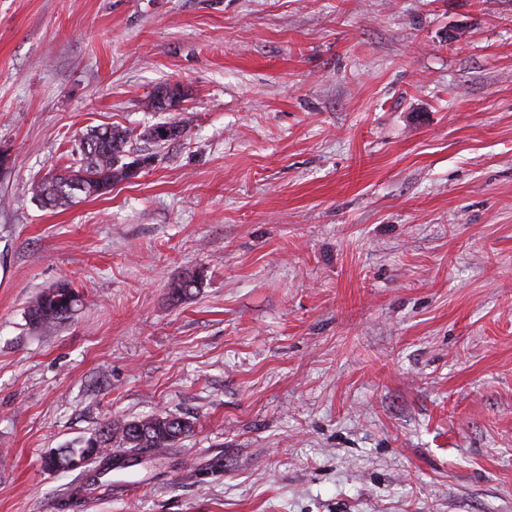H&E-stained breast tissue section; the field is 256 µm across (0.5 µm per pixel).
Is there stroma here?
Instances as JSON below:
<instances>
[{"instance_id": "obj_1", "label": "stroma", "mask_w": 512, "mask_h": 512, "mask_svg": "<svg viewBox=\"0 0 512 512\" xmlns=\"http://www.w3.org/2000/svg\"><path fill=\"white\" fill-rule=\"evenodd\" d=\"M174 118L105 194L28 193ZM1 150L0 512L159 413L192 435L72 512H512V0H0ZM159 126H167L164 133L161 132L157 127ZM188 132L187 125L178 122H160L153 125L148 126L142 133V137L139 139H146L154 143L155 145L161 146L166 144L167 142L176 140L180 137H184ZM54 288L45 291L36 298L28 309V319L32 326L50 327L62 323L68 319L80 302V294L65 280L60 281ZM54 289L57 294L51 296L48 293ZM72 294L70 301L67 298Z\"/></svg>"}]
</instances>
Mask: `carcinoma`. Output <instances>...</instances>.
Returning a JSON list of instances; mask_svg holds the SVG:
<instances>
[{
    "mask_svg": "<svg viewBox=\"0 0 512 512\" xmlns=\"http://www.w3.org/2000/svg\"><path fill=\"white\" fill-rule=\"evenodd\" d=\"M187 125L167 122L148 126L142 138L157 146L164 145L187 134ZM134 140L133 131L119 125H99L90 129L79 144V168L41 178L29 184L28 191L43 206L58 207L77 198L99 197L113 185L136 177L128 161ZM201 279L191 273L170 285L171 294L181 300L199 288ZM57 294L43 293L28 309V319L34 327H50L68 319L80 302V294L65 280L54 285ZM194 431L193 423L185 418L162 414L154 421L149 418L106 423L95 434L99 442L98 454L87 461L79 481L68 490L67 508L91 491L112 494L114 459L146 457L160 448H175Z\"/></svg>",
    "mask_w": 512,
    "mask_h": 512,
    "instance_id": "cac0c4a2",
    "label": "carcinoma"
}]
</instances>
